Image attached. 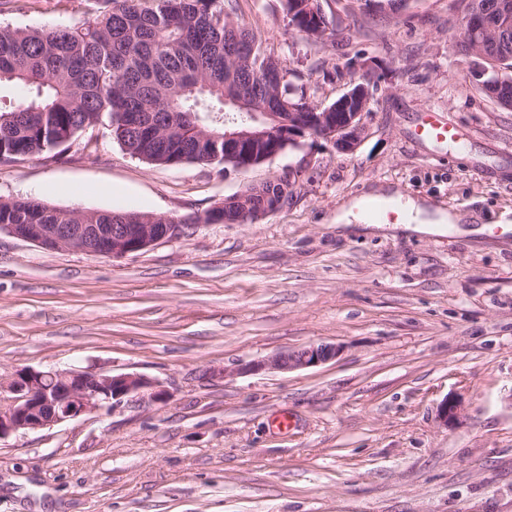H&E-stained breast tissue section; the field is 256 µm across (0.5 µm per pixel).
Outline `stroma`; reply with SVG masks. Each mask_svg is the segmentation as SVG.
Here are the masks:
<instances>
[{"mask_svg":"<svg viewBox=\"0 0 512 512\" xmlns=\"http://www.w3.org/2000/svg\"><path fill=\"white\" fill-rule=\"evenodd\" d=\"M338 35L288 26L282 0L238 19L300 74L315 104L384 68L354 152L310 137L247 169L132 157L107 126L0 164V199L188 218L292 172L287 207L112 260L0 232V377L72 365L135 372L171 393L0 440V512H512V111L458 52L451 0H407ZM97 0H0V26H78ZM465 148L417 141L428 113ZM413 199L443 233L336 224L354 201ZM310 343L324 365L226 379ZM461 402L443 426L438 407ZM292 425L277 430L275 416Z\"/></svg>","mask_w":512,"mask_h":512,"instance_id":"1","label":"stroma"}]
</instances>
